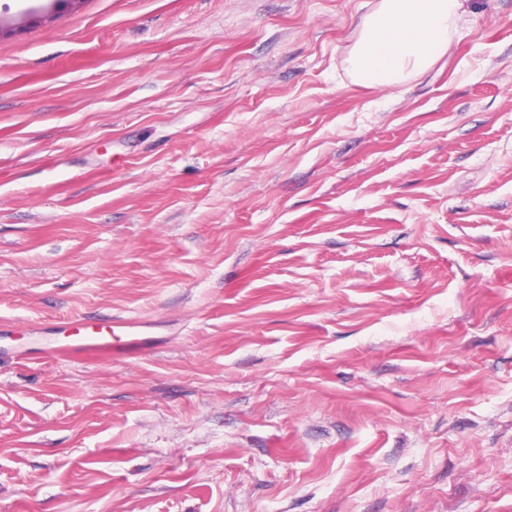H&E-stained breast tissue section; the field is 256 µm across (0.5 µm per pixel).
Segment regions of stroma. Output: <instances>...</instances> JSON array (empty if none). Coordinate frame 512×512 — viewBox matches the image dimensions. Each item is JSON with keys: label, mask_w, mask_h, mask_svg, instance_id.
Returning a JSON list of instances; mask_svg holds the SVG:
<instances>
[{"label": "stroma", "mask_w": 512, "mask_h": 512, "mask_svg": "<svg viewBox=\"0 0 512 512\" xmlns=\"http://www.w3.org/2000/svg\"><path fill=\"white\" fill-rule=\"evenodd\" d=\"M376 3L0 35V512H512V0L395 92ZM118 326L112 325V320L89 321L65 324L62 328L71 342L63 346L64 353L91 354L117 350L123 342V336L115 331Z\"/></svg>", "instance_id": "35a3bbf8"}]
</instances>
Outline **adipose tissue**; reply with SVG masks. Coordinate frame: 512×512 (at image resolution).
Instances as JSON below:
<instances>
[{"instance_id": "ef3b65f1", "label": "adipose tissue", "mask_w": 512, "mask_h": 512, "mask_svg": "<svg viewBox=\"0 0 512 512\" xmlns=\"http://www.w3.org/2000/svg\"><path fill=\"white\" fill-rule=\"evenodd\" d=\"M465 0H379L343 62L353 82L398 90L447 53Z\"/></svg>"}]
</instances>
